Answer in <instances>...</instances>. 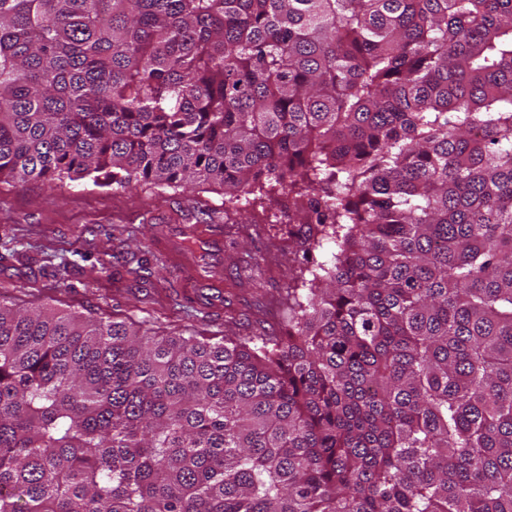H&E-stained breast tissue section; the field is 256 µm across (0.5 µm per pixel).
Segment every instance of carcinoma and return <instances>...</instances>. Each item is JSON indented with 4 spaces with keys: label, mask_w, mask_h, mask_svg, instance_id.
<instances>
[{
    "label": "carcinoma",
    "mask_w": 512,
    "mask_h": 512,
    "mask_svg": "<svg viewBox=\"0 0 512 512\" xmlns=\"http://www.w3.org/2000/svg\"><path fill=\"white\" fill-rule=\"evenodd\" d=\"M288 190V331L0 297V512H512V0H0V179Z\"/></svg>",
    "instance_id": "obj_1"
}]
</instances>
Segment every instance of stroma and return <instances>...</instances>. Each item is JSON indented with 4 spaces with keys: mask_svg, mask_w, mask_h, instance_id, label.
I'll use <instances>...</instances> for the list:
<instances>
[{
    "mask_svg": "<svg viewBox=\"0 0 512 512\" xmlns=\"http://www.w3.org/2000/svg\"><path fill=\"white\" fill-rule=\"evenodd\" d=\"M254 215L250 235H228L224 194L208 185L0 182V294L21 307L129 316L156 336L280 332L288 312L268 300L295 263L287 195ZM189 236L202 248L186 252ZM140 262L137 281L129 270Z\"/></svg>",
    "mask_w": 512,
    "mask_h": 512,
    "instance_id": "35a3bbf8",
    "label": "stroma"
}]
</instances>
